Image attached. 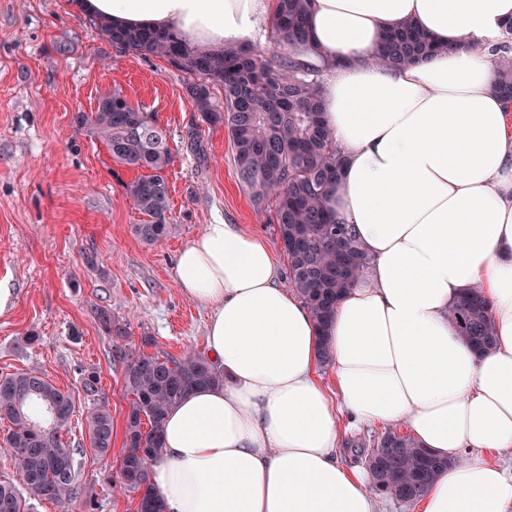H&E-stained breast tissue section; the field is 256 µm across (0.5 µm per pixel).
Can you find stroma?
<instances>
[{"mask_svg":"<svg viewBox=\"0 0 512 512\" xmlns=\"http://www.w3.org/2000/svg\"><path fill=\"white\" fill-rule=\"evenodd\" d=\"M185 80L163 59L113 48L67 0H0V289L10 295L0 313V376L36 370L72 393L67 438L83 448L78 498L41 501L33 512H86L91 502L97 512H133L128 494L103 481L126 442L128 396L95 307L129 324L124 347L173 357L203 353L210 311L181 293L178 251L204 225L227 217L264 238L280 267L288 265L276 224L238 179L227 129L198 123ZM114 90L155 113L171 133L173 229L154 244L132 233L144 220L125 188L133 172L73 122ZM192 129L204 159L188 147ZM89 367L98 370L112 411L106 458L89 446L90 403L80 383Z\"/></svg>","mask_w":512,"mask_h":512,"instance_id":"obj_1","label":"stroma"}]
</instances>
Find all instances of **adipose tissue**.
<instances>
[{
    "instance_id": "ef3b65f1",
    "label": "adipose tissue",
    "mask_w": 512,
    "mask_h": 512,
    "mask_svg": "<svg viewBox=\"0 0 512 512\" xmlns=\"http://www.w3.org/2000/svg\"><path fill=\"white\" fill-rule=\"evenodd\" d=\"M277 0H73L113 26L173 30L213 49L255 41ZM512 0H312L301 59L331 69L322 115L346 159L328 190L372 262L319 325L282 288L268 243L208 224L176 262L211 311L219 387L166 416L150 466L165 512H379L366 473L339 457L345 426L403 428L452 460L415 512H512V115L492 45ZM413 24L439 50L400 68L382 33ZM479 292L494 323L477 351L451 322ZM328 347L334 388L319 377Z\"/></svg>"
}]
</instances>
